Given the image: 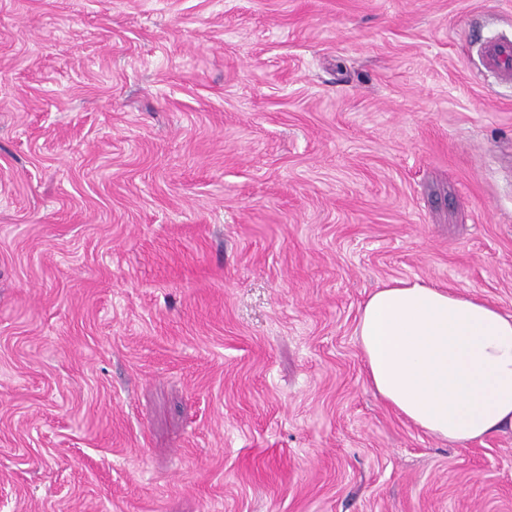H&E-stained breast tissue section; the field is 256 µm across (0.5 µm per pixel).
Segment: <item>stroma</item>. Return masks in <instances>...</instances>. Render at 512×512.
Masks as SVG:
<instances>
[{
  "label": "stroma",
  "instance_id": "1",
  "mask_svg": "<svg viewBox=\"0 0 512 512\" xmlns=\"http://www.w3.org/2000/svg\"><path fill=\"white\" fill-rule=\"evenodd\" d=\"M512 0H0V512H512V426L371 387L368 297L512 314ZM486 64L504 74L512 76V42L508 39L488 43L484 49Z\"/></svg>",
  "mask_w": 512,
  "mask_h": 512
}]
</instances>
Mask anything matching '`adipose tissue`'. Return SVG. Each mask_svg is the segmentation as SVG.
Here are the masks:
<instances>
[{
    "label": "adipose tissue",
    "instance_id": "adipose-tissue-1",
    "mask_svg": "<svg viewBox=\"0 0 512 512\" xmlns=\"http://www.w3.org/2000/svg\"><path fill=\"white\" fill-rule=\"evenodd\" d=\"M356 336L369 382L426 433L463 445L512 424V315L421 278L362 307Z\"/></svg>",
    "mask_w": 512,
    "mask_h": 512
}]
</instances>
